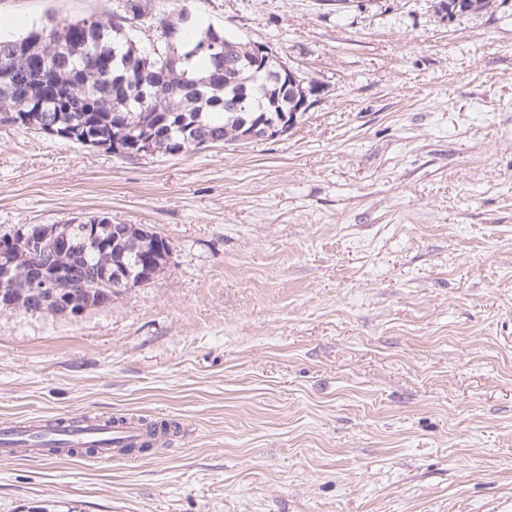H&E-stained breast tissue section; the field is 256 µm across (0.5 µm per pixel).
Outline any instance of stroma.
Returning a JSON list of instances; mask_svg holds the SVG:
<instances>
[{"label": "stroma", "mask_w": 512, "mask_h": 512, "mask_svg": "<svg viewBox=\"0 0 512 512\" xmlns=\"http://www.w3.org/2000/svg\"><path fill=\"white\" fill-rule=\"evenodd\" d=\"M116 0H0V39ZM320 93L288 134L123 158L0 123V236L169 241L71 317L0 313V423H176L0 458V512H512V0H187ZM143 424H140L141 426H144L143 429V439L140 442L139 446H130V448H127V452L130 455H135L139 453H143L147 450H150L154 447V440L155 436L158 433L162 434H168L171 430V426L167 423H155V422H147L144 419H140ZM138 447V448H135Z\"/></svg>", "instance_id": "1"}]
</instances>
